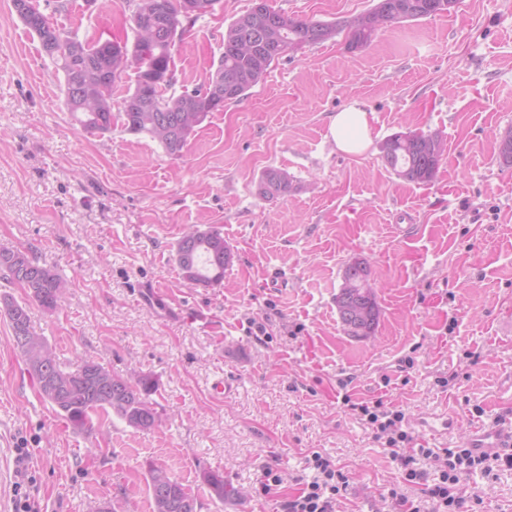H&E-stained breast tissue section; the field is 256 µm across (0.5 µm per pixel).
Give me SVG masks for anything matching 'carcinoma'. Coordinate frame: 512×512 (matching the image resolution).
<instances>
[{"label":"carcinoma","instance_id":"carcinoma-1","mask_svg":"<svg viewBox=\"0 0 512 512\" xmlns=\"http://www.w3.org/2000/svg\"><path fill=\"white\" fill-rule=\"evenodd\" d=\"M32 12L22 22L38 40L49 36L66 41L72 34L54 25L39 10L36 0H29ZM196 11L183 13L181 0H140L133 15L135 29L151 25L156 40L150 52L121 64L112 61V54L102 47L101 40H80L78 49L68 54H53L51 59L64 74L65 104L72 116L86 129L99 133L112 131V124L121 120L122 127L132 134H146L157 141L170 156L181 155L196 127L185 128L181 113L167 110L170 101L187 102L204 114L212 112L207 92L221 81L234 86L235 100H240L267 73L270 66L289 54L295 45H313L331 40L346 32L347 49L358 50L375 38L379 24L435 17L448 12L441 0H376L368 11L371 26L356 30L349 21L327 22L288 16L264 5L265 14L280 20L277 51L269 52L262 44L263 27L247 24L243 17L234 19L224 34V52L201 87L175 89L172 49L183 41L186 25L192 18L208 12L215 0H193ZM136 73L135 86L121 101V111L112 112V91L128 70ZM381 158L399 178L417 184L433 181L444 154L441 139L432 134L408 130L389 136L380 146ZM259 183L268 185L260 193L263 199L284 197L292 190V177L280 169L265 170ZM232 262V253L217 230L187 227L177 244L176 263L182 278L204 286H215L224 280V270ZM0 275L24 288L34 302L48 311H55L66 301L69 283L51 268L39 264L22 250H0ZM368 266L345 267L343 284L336 295V309L343 332L352 338L375 334L381 311L377 297L365 296L359 287L369 281ZM0 310L9 319L13 337L31 336L30 317L26 307L9 296L0 297ZM25 365L46 362V375L30 373L37 384L40 398L49 403L76 429L89 428L93 418L113 414L127 425L149 430L156 423L153 413L158 392L157 381L149 375L125 378L96 363L98 373L87 374L76 369L61 368L53 351L46 358L39 353L23 356ZM204 483L210 496L224 501L236 490L224 482L218 471L204 472ZM148 487L153 512H198L201 504L187 488L164 467L148 464Z\"/></svg>","mask_w":512,"mask_h":512}]
</instances>
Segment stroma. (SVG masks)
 Wrapping results in <instances>:
<instances>
[{
    "label": "stroma",
    "mask_w": 512,
    "mask_h": 512,
    "mask_svg": "<svg viewBox=\"0 0 512 512\" xmlns=\"http://www.w3.org/2000/svg\"><path fill=\"white\" fill-rule=\"evenodd\" d=\"M82 39L134 43L138 0H38ZM300 18L336 21L374 0H269ZM252 0H216L173 50L178 84H204L228 25ZM63 74L0 0V248L21 249L71 282L62 310L29 301L31 325L63 369L94 360L157 379L148 431L117 417L77 430L43 402L0 313V512H14L20 467L38 512H152L148 465L166 466L200 512H280L314 472L318 451L349 479L336 512H392L402 486L384 439L353 411L382 401L405 413L417 448H459L471 429L512 416V0H459L451 13L383 27L349 51L344 35L288 54L237 102L213 112L172 157L121 125L84 130L64 104ZM359 104L372 144L337 150L336 112ZM442 138L439 173L399 179L381 159L390 135ZM268 168L293 178L261 199ZM220 229L233 253L221 285L184 280L186 226ZM367 260L381 309L373 336H346L336 310L343 272ZM268 334L250 336V322ZM232 383L228 393L215 383ZM26 443L25 464L15 449ZM283 478L261 489L264 468ZM238 489L211 498L201 474ZM486 512H512V471L461 480Z\"/></svg>",
    "instance_id": "stroma-1"
}]
</instances>
